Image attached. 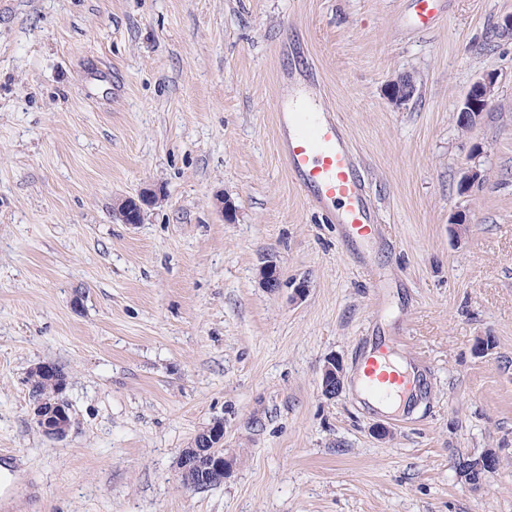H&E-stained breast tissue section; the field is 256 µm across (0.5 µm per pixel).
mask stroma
I'll list each match as a JSON object with an SVG mask.
<instances>
[{"label": "stroma", "instance_id": "1", "mask_svg": "<svg viewBox=\"0 0 512 512\" xmlns=\"http://www.w3.org/2000/svg\"><path fill=\"white\" fill-rule=\"evenodd\" d=\"M510 15L446 0L424 32L411 0H0V512H512ZM308 82L380 215L360 255L282 162L272 104ZM147 187L141 223L115 220ZM372 336L425 367L407 423L352 397ZM41 362L68 376L61 441L28 416ZM216 417L236 469L184 487L177 457ZM487 448L475 491L456 464ZM496 83L495 75L487 73L472 83L465 97L459 105L458 121L460 124L472 127L480 118L481 106L488 107L493 99L494 86ZM479 102L481 106H477L480 112H472L474 103ZM390 99L396 105L406 104L415 93V84L410 75H403L389 85ZM344 366L335 356H329L324 361L320 375V390L322 396L332 400L338 396L344 387Z\"/></svg>", "mask_w": 512, "mask_h": 512}]
</instances>
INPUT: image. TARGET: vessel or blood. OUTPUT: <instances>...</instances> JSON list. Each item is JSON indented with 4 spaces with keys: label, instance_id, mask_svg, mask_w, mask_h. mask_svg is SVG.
<instances>
[{
    "label": "vessel or blood",
    "instance_id": "1",
    "mask_svg": "<svg viewBox=\"0 0 512 512\" xmlns=\"http://www.w3.org/2000/svg\"><path fill=\"white\" fill-rule=\"evenodd\" d=\"M288 173L301 194L342 230L353 247L369 241L378 222L367 201V185L343 124L316 99L298 95L273 103ZM396 341L375 344L361 361L357 388L371 408L388 406L401 421L403 401L420 387L419 377L397 358Z\"/></svg>",
    "mask_w": 512,
    "mask_h": 512
}]
</instances>
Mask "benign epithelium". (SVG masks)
<instances>
[{
    "mask_svg": "<svg viewBox=\"0 0 512 512\" xmlns=\"http://www.w3.org/2000/svg\"><path fill=\"white\" fill-rule=\"evenodd\" d=\"M495 75L487 73L472 83L459 105L458 121L468 127L480 118V113L472 111L474 103L489 106L493 99ZM390 99L397 105L406 104L415 93V84L411 76L403 75L389 85ZM159 199L157 191L146 188L138 197H125L114 206L113 214L124 224L141 223L144 208ZM36 369L52 377L57 382L51 399H34L30 406V420L47 437L62 440L67 437L71 426L69 404L65 399L68 380L59 375L57 367L49 362L36 365ZM344 366L342 362L329 356L324 361L320 375L321 395L328 400L338 396L344 387ZM498 462V453L493 448L485 449L472 465L475 469L489 472ZM236 458L226 453L224 448V419L215 418L205 428L204 436L193 441L189 448L182 450L176 460L174 475L177 481L185 482L187 472L191 470L205 472L211 481L221 484L233 473Z\"/></svg>",
    "mask_w": 512,
    "mask_h": 512,
    "instance_id": "7a95c632",
    "label": "benign epithelium"
}]
</instances>
